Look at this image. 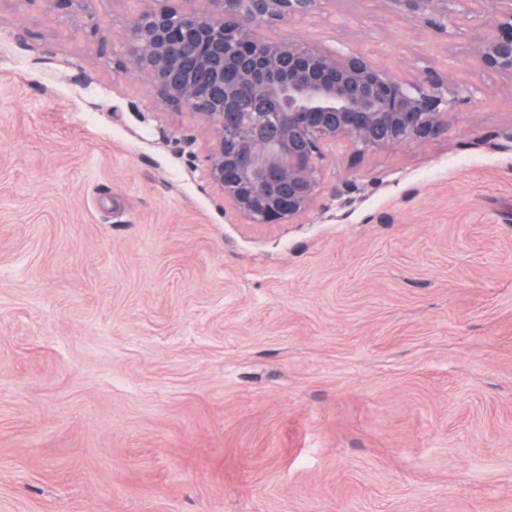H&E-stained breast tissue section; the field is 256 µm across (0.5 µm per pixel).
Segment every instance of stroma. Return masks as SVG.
I'll use <instances>...</instances> for the list:
<instances>
[{"mask_svg":"<svg viewBox=\"0 0 512 512\" xmlns=\"http://www.w3.org/2000/svg\"><path fill=\"white\" fill-rule=\"evenodd\" d=\"M375 8L298 33L472 76ZM205 147L0 5V512H512V96L334 149L354 203L295 224L226 212Z\"/></svg>","mask_w":512,"mask_h":512,"instance_id":"stroma-1","label":"stroma"}]
</instances>
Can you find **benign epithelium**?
Masks as SVG:
<instances>
[{"instance_id": "7a95c632", "label": "benign epithelium", "mask_w": 512, "mask_h": 512, "mask_svg": "<svg viewBox=\"0 0 512 512\" xmlns=\"http://www.w3.org/2000/svg\"><path fill=\"white\" fill-rule=\"evenodd\" d=\"M133 74L162 112L208 135L205 175L246 224H293L325 191L329 148L350 164L448 134L461 106L512 92V0H376L390 20L448 45L463 39L475 79L436 60L396 75L365 52L292 33L335 0H139L112 40L102 0H22ZM496 77L501 85H489Z\"/></svg>"}]
</instances>
